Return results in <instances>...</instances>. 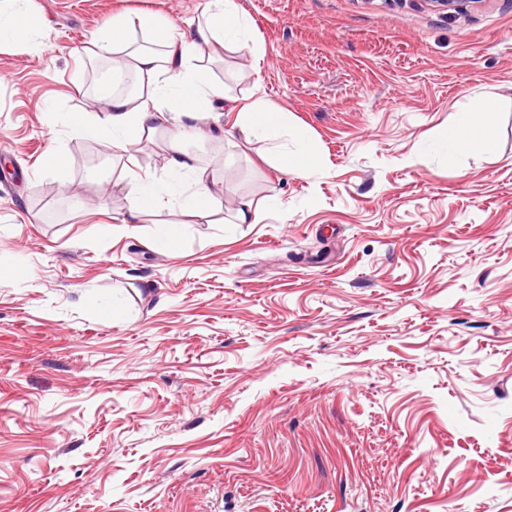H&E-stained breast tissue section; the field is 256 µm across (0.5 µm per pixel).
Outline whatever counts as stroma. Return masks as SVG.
<instances>
[{
    "label": "stroma",
    "mask_w": 512,
    "mask_h": 512,
    "mask_svg": "<svg viewBox=\"0 0 512 512\" xmlns=\"http://www.w3.org/2000/svg\"><path fill=\"white\" fill-rule=\"evenodd\" d=\"M205 2L34 0L45 52L0 48V512H512V0H236L253 48L199 63L319 170L218 107L185 146L220 209L114 223L163 148L88 179L65 120L111 63L85 49L124 12L192 36ZM479 94L493 153L436 148ZM225 135L245 145L262 139L271 144L274 166L281 172L309 178L319 168L321 155L315 143L293 129L287 112L264 97L254 99ZM233 210L232 222L233 224H256L260 221V210L264 209H278L281 206L280 201L276 197H269L265 202L254 204L253 200L236 201Z\"/></svg>",
    "instance_id": "35a3bbf8"
}]
</instances>
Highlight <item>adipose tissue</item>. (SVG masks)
Listing matches in <instances>:
<instances>
[{"mask_svg": "<svg viewBox=\"0 0 512 512\" xmlns=\"http://www.w3.org/2000/svg\"><path fill=\"white\" fill-rule=\"evenodd\" d=\"M32 3L0 0V45L13 44L36 53L42 50ZM136 30L149 37L151 47L134 46L130 34ZM196 32L195 39H179L154 14H123L113 18L111 27L89 44L90 54L108 58L114 70L134 75L135 87L125 94L98 96L91 113L68 116L69 135L94 138L116 155L158 132L167 134L164 151L171 179L160 182L150 174L131 173L123 223L163 206L199 214L216 199V190L207 182L204 170L181 146L186 121L204 120L214 102L224 97L223 87L196 60L203 45L247 46L252 30L236 0H206L196 20ZM499 119L496 98L476 97L439 131L437 141L454 152L491 151L492 132ZM229 134L245 144L256 139L268 142L279 171L308 178L319 168L321 155L315 143L293 129L287 112L266 98H256L242 110Z\"/></svg>", "mask_w": 512, "mask_h": 512, "instance_id": "adipose-tissue-1", "label": "adipose tissue"}]
</instances>
